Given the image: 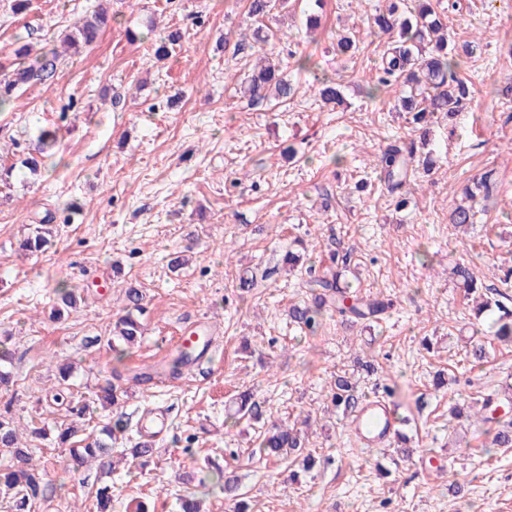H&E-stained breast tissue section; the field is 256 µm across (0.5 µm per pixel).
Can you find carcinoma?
<instances>
[{
  "mask_svg": "<svg viewBox=\"0 0 512 512\" xmlns=\"http://www.w3.org/2000/svg\"><path fill=\"white\" fill-rule=\"evenodd\" d=\"M287 0H249L248 14L253 18H266L273 11L284 9ZM110 2L100 3L94 13L82 24L65 32L61 41L68 51L78 55L90 48L100 33L111 23ZM370 33L377 38L387 39L388 48L383 57L382 75L376 87L368 91L371 98L387 91L395 85L407 87L406 93L399 98L403 112L412 114L414 131L424 136L427 132V116L435 112H444L452 118L460 111L463 101L470 96L469 85L457 73L458 61L452 36L437 12L432 0H414L410 5L405 0H389L388 6L376 13L370 22ZM183 38L178 29L155 40L154 55L162 60L169 56L170 50ZM336 51L343 55L354 56L359 51L355 36L348 33L336 34ZM14 60L8 70L0 74V111L11 107L22 88L52 77L56 69L59 54L55 51L33 54V49L21 45L13 50ZM245 96L249 101H262L274 97L280 103L288 101L296 93V88L287 79L278 74L276 65L266 56L263 63L246 78ZM317 95L327 105H339L342 102L341 84L332 77L315 78ZM413 156L403 154L400 147L391 145L381 154L379 166L384 174L383 180L392 194L399 191L407 180L408 166ZM492 173H487L474 182V186L463 189L469 205L458 206L450 215L452 224H472L476 215L477 197H490L493 182ZM51 225L41 224L25 237L19 248L30 254L42 253L50 244ZM354 249L351 247L329 251L331 265L323 272L313 267L305 269L308 279L304 287L310 299L294 305L289 316L293 322L310 334L322 327L324 315L330 310L351 321H365L385 313L389 302L377 297H363L350 290L349 285L340 284L338 265H347L351 261ZM454 275L462 287L469 291L478 290L481 283L476 266L468 263L456 265ZM145 297L142 291L129 287L125 291L124 315L114 324L112 339L108 343L112 348L128 350L139 343L142 325L137 317L141 312ZM497 307L501 312L499 326L495 336L499 340L512 339V310L502 301H483L480 310L487 311ZM199 354L195 347H182L168 363L169 371L174 375L182 373L183 368L195 362ZM361 395L345 375L338 374L332 388V401L336 408L348 413L359 403ZM512 404V398L488 395L483 398L474 417L487 425L492 422L491 412L499 406ZM266 402L254 398L248 390L237 397V407L231 417L258 422L262 420ZM499 429L494 433L491 445L497 448L512 446V427L505 421L497 422ZM124 428L122 417L102 427L99 436L81 448L73 449L79 462L89 458H102L112 453V435L115 430ZM0 448L11 453L18 464L0 468V494L12 499L16 512H26L33 501L46 497L53 487L44 481L43 476L32 464L29 449L21 446L12 420L0 413ZM305 443L301 432L288 425L276 426L261 435L258 451L266 458H288L295 454L301 459L303 470H310L315 464L312 453H304ZM131 458L145 466L152 459L155 448L149 442H138L128 449ZM219 488L232 502V512H249L248 503L242 500L238 477L227 471H220ZM97 512H111L112 487L102 485L96 491Z\"/></svg>",
  "mask_w": 512,
  "mask_h": 512,
  "instance_id": "cac0c4a2",
  "label": "carcinoma"
}]
</instances>
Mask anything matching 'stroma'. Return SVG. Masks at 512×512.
<instances>
[{"mask_svg": "<svg viewBox=\"0 0 512 512\" xmlns=\"http://www.w3.org/2000/svg\"><path fill=\"white\" fill-rule=\"evenodd\" d=\"M248 0H112L114 18L82 54H62L53 78L19 92L0 112V340L13 355L12 382L0 388L21 440L53 491L31 512H96L95 491L112 487V512L131 500L150 512H178L194 496L203 512H229L223 493L183 483L209 464L235 472L252 512H512V448L490 447L482 427L452 415L512 383V345L492 342L487 358L468 357L474 329L489 332L497 310L475 317L473 300L452 269L468 258L484 285L508 294L512 308V0H438L436 10L461 55L472 91L454 119L429 124L431 170L412 164L404 207L387 193L377 168L389 145L415 140L394 94L366 95L384 46L368 23L385 0H324L321 26L307 31L308 0L256 28ZM0 0V66L17 43L35 53L59 50L60 36L97 0H30L22 14ZM181 29L171 57L155 62L156 34ZM353 29L360 50L337 54L332 35ZM259 32L297 87L285 105L249 103L240 83L254 58L242 35ZM307 59L299 68V59ZM341 75L344 102L322 106L315 77ZM58 141L39 174L15 164L14 143L31 147L41 129ZM495 186L474 224L449 222L459 189L485 172ZM52 215V246L37 255L18 241ZM354 246L343 279L362 294L391 300L377 321L347 326L329 313L316 334L288 318L306 300L304 274L280 268L294 239L320 265L331 238ZM184 256L176 267L172 258ZM256 275L240 293L238 276ZM146 296L140 346L116 354L106 343L124 290ZM82 298L79 311L55 318L59 289ZM205 328L213 344L201 365L174 377L166 364L182 331ZM374 357L375 373L355 370L354 356ZM70 365L82 420L53 402L58 368ZM152 370L150 385L133 376ZM359 392L390 398L414 453L368 447L331 402L338 373ZM121 391L102 407L100 386ZM268 401L279 423L309 420L314 470L294 483L289 461L253 455L261 424L233 423L225 406L241 390ZM130 420L112 446V472L77 467L71 448L97 434L113 413ZM164 413L167 432L147 469L123 453L143 418ZM71 447L56 443L70 424ZM456 471L464 498L448 490Z\"/></svg>", "mask_w": 512, "mask_h": 512, "instance_id": "35a3bbf8", "label": "stroma"}]
</instances>
